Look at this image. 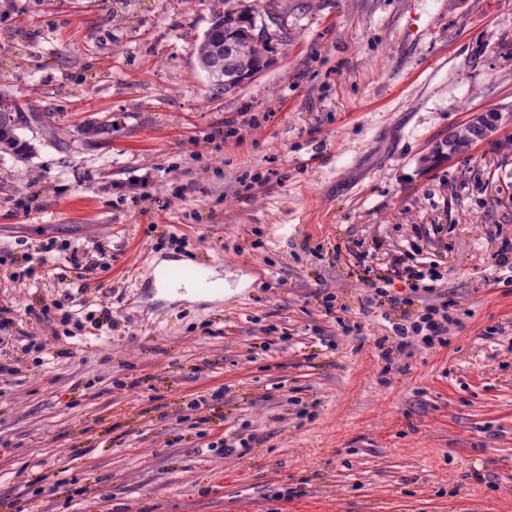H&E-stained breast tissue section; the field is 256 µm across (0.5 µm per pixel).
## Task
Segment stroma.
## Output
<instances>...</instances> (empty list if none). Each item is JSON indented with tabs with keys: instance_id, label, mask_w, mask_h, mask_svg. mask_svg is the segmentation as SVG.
Segmentation results:
<instances>
[{
	"instance_id": "obj_1",
	"label": "stroma",
	"mask_w": 512,
	"mask_h": 512,
	"mask_svg": "<svg viewBox=\"0 0 512 512\" xmlns=\"http://www.w3.org/2000/svg\"><path fill=\"white\" fill-rule=\"evenodd\" d=\"M280 2L215 96L212 0H0V96L57 118L0 155V512H512V0ZM400 253L448 345L364 307ZM165 261L229 287L163 297ZM238 4L239 6L235 7L234 10L238 8L244 9L251 14L254 42L260 45L262 43L272 41L280 36L281 30L284 28V25H286L285 19H283L280 12L271 7L265 8L264 10L252 11V9H255V6L252 1L247 0H239ZM287 37L288 29L282 32L280 42H283V39H286ZM486 127L483 122L472 119L460 129L450 133L448 138L436 147L443 153L434 154V161L448 159L460 152L467 151L473 144L486 139ZM446 150V151H445ZM112 131V124L99 120H89L77 129L84 142L90 145L102 146L107 144L106 136ZM386 271L396 273L398 277L405 274L410 290L420 295L433 293L437 290L443 274L438 270L440 263L437 261L419 262L414 266L402 267L403 258L400 255H392L385 263ZM402 268V271L400 270ZM399 322L392 323V330L399 338L396 351L403 353L412 345L408 338H420L426 346L447 345L448 330L451 325H457V318L448 312V302L439 305L426 304L420 314L402 312Z\"/></svg>"
}]
</instances>
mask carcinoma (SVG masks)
<instances>
[{"instance_id": "1", "label": "carcinoma", "mask_w": 512, "mask_h": 512, "mask_svg": "<svg viewBox=\"0 0 512 512\" xmlns=\"http://www.w3.org/2000/svg\"><path fill=\"white\" fill-rule=\"evenodd\" d=\"M218 3L213 13L209 29L198 46L200 67L206 73L213 94L226 92L225 80L241 79L259 69L266 62L269 49H256L251 42L250 20L248 15L238 10L230 11L234 0H215ZM22 109L17 105L0 107V154H9L19 161H27L36 153V146L18 134ZM112 125L99 120H89L77 129L84 142L90 145L107 144ZM486 139V127L483 122L472 119L460 129L450 133L438 146L441 153L434 154L435 159H448L460 152L467 151L473 144Z\"/></svg>"}]
</instances>
